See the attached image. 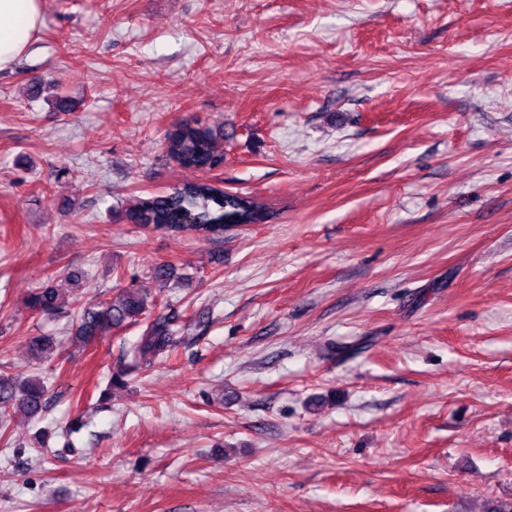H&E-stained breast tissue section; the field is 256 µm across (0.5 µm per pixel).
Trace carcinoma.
<instances>
[{"mask_svg":"<svg viewBox=\"0 0 512 512\" xmlns=\"http://www.w3.org/2000/svg\"><path fill=\"white\" fill-rule=\"evenodd\" d=\"M224 141V130L212 128L198 121H181L168 130L164 149L180 167L207 171L224 161V153L217 145ZM194 223L187 224V218ZM125 218L149 231L189 233L206 238L224 237L229 224H265L272 213L253 198L224 191L205 180L183 182L169 192L139 200L125 210ZM150 292L141 288L121 290L110 301H99L79 308L76 314L74 342L86 348L98 339L124 326L145 318ZM27 307L39 315H52L59 309V290L49 283L27 296ZM185 329L175 318H158L147 324L139 340L124 351L123 369L111 375L121 382L142 368L162 359L175 346L177 333ZM28 346L36 358L53 349L48 336L35 335ZM49 393L41 379L19 383L0 374V423L6 424L17 413L27 417L39 415L46 405Z\"/></svg>","mask_w":512,"mask_h":512,"instance_id":"1","label":"carcinoma"}]
</instances>
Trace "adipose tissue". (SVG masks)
<instances>
[{"mask_svg":"<svg viewBox=\"0 0 512 512\" xmlns=\"http://www.w3.org/2000/svg\"><path fill=\"white\" fill-rule=\"evenodd\" d=\"M42 25V0H0V70L14 64Z\"/></svg>","mask_w":512,"mask_h":512,"instance_id":"1","label":"adipose tissue"}]
</instances>
